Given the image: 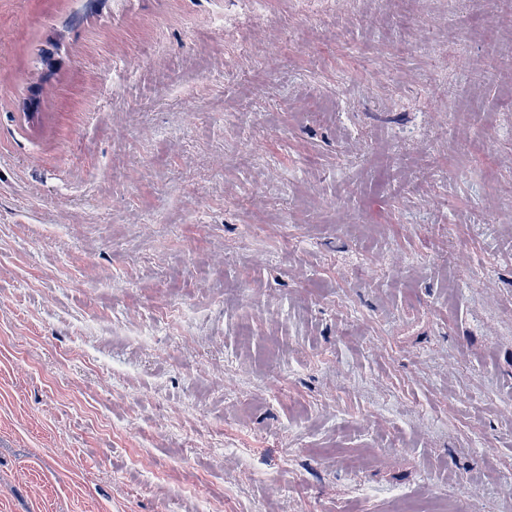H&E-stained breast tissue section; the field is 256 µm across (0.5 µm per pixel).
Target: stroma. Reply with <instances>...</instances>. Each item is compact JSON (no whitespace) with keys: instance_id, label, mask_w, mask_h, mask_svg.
Returning <instances> with one entry per match:
<instances>
[{"instance_id":"stroma-1","label":"stroma","mask_w":512,"mask_h":512,"mask_svg":"<svg viewBox=\"0 0 512 512\" xmlns=\"http://www.w3.org/2000/svg\"><path fill=\"white\" fill-rule=\"evenodd\" d=\"M512 512V0H0V512Z\"/></svg>"}]
</instances>
